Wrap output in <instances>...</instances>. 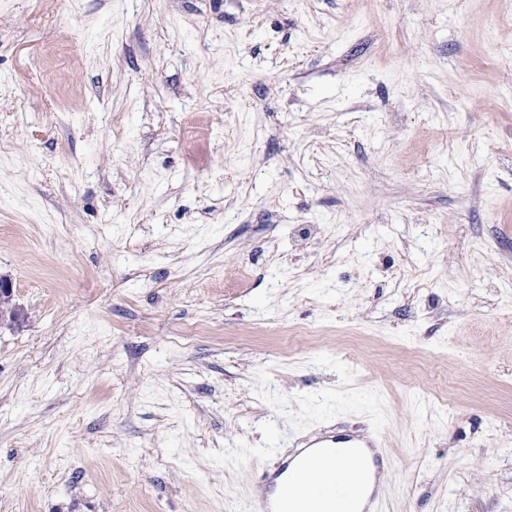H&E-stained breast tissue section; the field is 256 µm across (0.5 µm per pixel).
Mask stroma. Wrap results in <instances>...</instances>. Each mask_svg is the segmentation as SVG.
<instances>
[{
    "label": "stroma",
    "instance_id": "1",
    "mask_svg": "<svg viewBox=\"0 0 512 512\" xmlns=\"http://www.w3.org/2000/svg\"><path fill=\"white\" fill-rule=\"evenodd\" d=\"M1 275L0 512H235L330 421L512 512V9L0 0Z\"/></svg>",
    "mask_w": 512,
    "mask_h": 512
}]
</instances>
